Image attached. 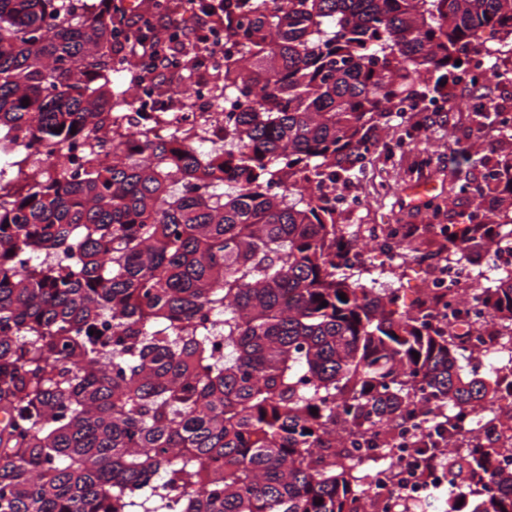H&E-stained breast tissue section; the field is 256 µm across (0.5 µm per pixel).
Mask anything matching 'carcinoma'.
Returning a JSON list of instances; mask_svg holds the SVG:
<instances>
[{"label": "carcinoma", "mask_w": 512, "mask_h": 512, "mask_svg": "<svg viewBox=\"0 0 512 512\" xmlns=\"http://www.w3.org/2000/svg\"><path fill=\"white\" fill-rule=\"evenodd\" d=\"M487 29L512 38V0H224L237 102L203 150L111 133L137 80L113 48L146 26L91 0H0L17 147L0 176V512H369L347 438L371 450L416 419L442 512H512V434L462 424L512 399V366L479 376V329L432 327L428 289L407 310L345 273L326 193L391 105L448 96ZM487 187L497 222L460 213L448 262L512 237V159ZM463 291L512 344V270ZM384 512L421 510L400 495Z\"/></svg>", "instance_id": "1"}]
</instances>
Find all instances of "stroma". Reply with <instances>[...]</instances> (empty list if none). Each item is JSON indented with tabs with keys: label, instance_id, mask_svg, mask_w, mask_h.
I'll use <instances>...</instances> for the list:
<instances>
[{
	"label": "stroma",
	"instance_id": "1",
	"mask_svg": "<svg viewBox=\"0 0 512 512\" xmlns=\"http://www.w3.org/2000/svg\"><path fill=\"white\" fill-rule=\"evenodd\" d=\"M482 38L491 51L488 62L497 78L479 85L449 84L444 107L391 116L378 132V151L346 184L361 206L344 216V223L370 230L387 224L409 229L406 247L419 252L420 261L408 263L399 277L391 274L387 258L371 256L362 281L387 282L402 289L410 301L442 257L444 226L458 223L460 213L475 207L472 195L459 193V185L479 177L484 163L512 154V131L474 115L479 104L490 113L512 111V53H499L500 34L487 31ZM424 118L429 126L422 129L417 122ZM416 180L434 183L435 189L427 203L412 207L402 189Z\"/></svg>",
	"mask_w": 512,
	"mask_h": 512
}]
</instances>
